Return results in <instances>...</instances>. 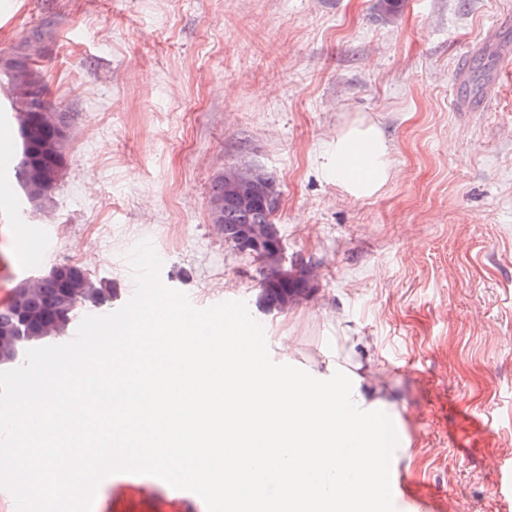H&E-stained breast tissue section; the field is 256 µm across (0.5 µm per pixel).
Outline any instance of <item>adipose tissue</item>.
<instances>
[{
  "instance_id": "obj_1",
  "label": "adipose tissue",
  "mask_w": 512,
  "mask_h": 512,
  "mask_svg": "<svg viewBox=\"0 0 512 512\" xmlns=\"http://www.w3.org/2000/svg\"><path fill=\"white\" fill-rule=\"evenodd\" d=\"M322 164L357 200L395 177L379 127L363 119L337 132ZM357 345L344 337L322 372L300 374L288 364L274 371L246 329L150 311L118 350V387L104 422L118 450L127 449L130 428L144 447L181 449L191 479L238 510L249 499L260 512H372L365 491L382 467L372 455L373 416L395 409L396 400L382 368L361 358ZM99 374L96 363L80 361L18 394L14 467L35 464L43 476L56 475L45 426L53 420L63 435L82 434V393ZM349 448L363 455L351 472L342 464Z\"/></svg>"
}]
</instances>
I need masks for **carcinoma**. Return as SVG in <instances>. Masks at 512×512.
<instances>
[{
  "label": "carcinoma",
  "mask_w": 512,
  "mask_h": 512,
  "mask_svg": "<svg viewBox=\"0 0 512 512\" xmlns=\"http://www.w3.org/2000/svg\"><path fill=\"white\" fill-rule=\"evenodd\" d=\"M41 56L40 39L29 38L7 66L8 89L17 128L29 127L35 143L46 138V130L39 123L40 116L56 115L65 125H70L69 113L52 107L41 95V79L36 68V61ZM67 155L68 145L65 144L29 157L24 140H19L12 171L24 200L30 206L37 205L45 210L52 205L53 196L43 195L39 175L50 173L54 179H59ZM239 171L238 167H227L214 179L209 201L210 220L221 226L224 245L236 253H245L247 241L255 237L260 239L261 257L256 259L257 304L267 312L284 311L295 298L311 295L314 290L312 276L306 265L290 268L284 261V240L274 220L280 196L275 174L258 167L252 169L248 182L252 187V197L244 203L233 190ZM111 296L112 288L94 279L79 264L64 280H43L36 292L28 291V282L19 283L9 300L0 305V336L6 338L0 347V355L17 359L29 345L27 336L31 331L24 319L25 314L31 313L40 318L41 335L61 337L79 309L101 306Z\"/></svg>",
  "instance_id": "cac0c4a2"
}]
</instances>
